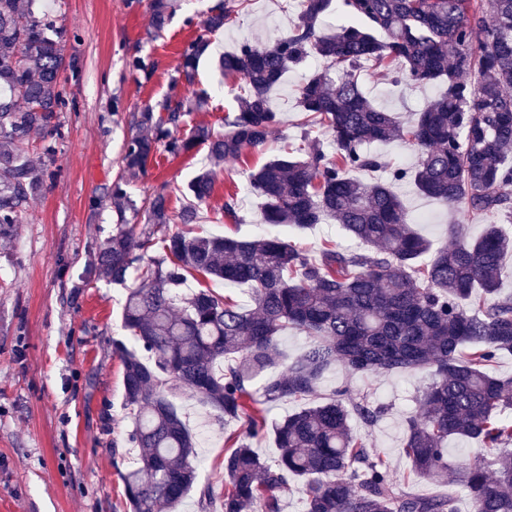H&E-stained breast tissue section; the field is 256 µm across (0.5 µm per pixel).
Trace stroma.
Wrapping results in <instances>:
<instances>
[{
    "label": "stroma",
    "mask_w": 512,
    "mask_h": 512,
    "mask_svg": "<svg viewBox=\"0 0 512 512\" xmlns=\"http://www.w3.org/2000/svg\"><path fill=\"white\" fill-rule=\"evenodd\" d=\"M174 2V14L158 34L151 32L145 8L129 7L127 0L52 4L70 32L64 54L76 61L78 73L65 82L70 103L55 117L60 135L54 153L45 154L41 132H31L25 143L33 166L44 175V186L31 200L23 223L15 225L10 237L0 238V512H128L119 474L133 464L127 441L131 421L123 408L122 363L112 353L113 339L124 334L126 290L107 277L87 276L86 267L116 227L110 191L134 112L192 90L173 87L171 76L184 44L202 34L212 0ZM299 12V0H250L223 31L211 34L214 52L201 60L195 86L207 91L209 101L205 110L192 113L191 122L223 132L224 115L236 107L242 82L223 76L215 65L217 53L246 40L272 43L293 27ZM136 53L155 61L151 79L130 70L127 61ZM318 66L312 59L288 72L274 93L283 125L263 148L225 163L210 198L199 208L195 232L241 238L275 233L313 257L328 241L357 248V241L331 222L303 231L264 224L262 201L250 188L251 173L286 148L314 141L328 145L324 131L303 126L296 101L298 86ZM360 80L372 105L394 112L403 122L440 91L436 85L408 90L393 75L369 69ZM208 166L206 146L177 157L160 150L128 191L140 205L160 188L170 189L176 213L185 201L183 189ZM395 189L416 219L417 231L433 242L449 240L453 224L468 237L483 229L482 222L461 220L456 210L409 183H396ZM230 193L238 196L233 219L223 211ZM429 381L425 372L366 375L339 366L325 373L309 401L319 403L343 388L348 399L366 396L386 407L375 425L354 418L351 428L385 458L401 478L402 489L450 497L458 512H470L462 484L407 477L410 464L400 452L404 420ZM177 403L191 430L209 431L208 440L197 445L200 484L222 488L229 427L198 399L181 396Z\"/></svg>",
    "instance_id": "35a3bbf8"
}]
</instances>
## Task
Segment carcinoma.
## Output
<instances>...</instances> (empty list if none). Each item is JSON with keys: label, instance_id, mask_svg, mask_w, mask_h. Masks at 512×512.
Returning <instances> with one entry per match:
<instances>
[{"label": "carcinoma", "instance_id": "obj_1", "mask_svg": "<svg viewBox=\"0 0 512 512\" xmlns=\"http://www.w3.org/2000/svg\"><path fill=\"white\" fill-rule=\"evenodd\" d=\"M333 2L300 0L287 34L271 45L244 42L218 59L224 75L244 83L223 134L187 120L207 101L204 90L133 115L122 172L112 181L118 224L89 264L116 285L138 272L123 305L127 340H112L123 366L128 442L139 449L121 475L129 512H176L195 489L203 512H281V497L298 480L305 512H457L448 498L398 490L379 453L349 425L353 413L371 425L384 409L365 399L350 406L343 389L275 424V459L253 448L268 433L258 405L305 400L338 365L375 375L427 371L430 383L406 418L411 475L447 482L448 438L473 440L482 457L456 467L471 512H512V378L489 371L512 351V297L499 289L512 238L495 223L475 239L453 226L451 241L435 248L414 231L393 190L408 181L472 219L496 214L512 223V0H342L353 23L326 32ZM147 9L154 33L162 32L172 0H148ZM231 20L226 0H216L203 27L214 33ZM69 37L22 0H0V235L23 223L43 187L24 142L35 130L58 134L52 120L67 105L61 77ZM210 45L203 34L184 45L173 85L195 84ZM310 58L322 68L307 76L297 103L307 126L329 133L333 153L315 145L302 157L272 159L251 174L250 187L263 199L264 223L305 230L333 221L364 249L327 243L312 258L277 235L170 233L164 188L146 199L140 230L127 224L128 186L149 159L160 149L177 156L206 144L212 166L192 180V200L179 214L180 223H197L220 164L264 145L283 124L272 93ZM365 68L394 71L408 89L439 84L443 92L404 125L369 102ZM396 138L417 151L413 167L389 180L349 176L381 168L365 146ZM199 276L244 288L250 304L203 286L184 291ZM290 330L305 333L308 345L288 363L279 338ZM179 394L224 424L244 421L225 438L218 496L197 487L195 441L174 402Z\"/></svg>", "mask_w": 512, "mask_h": 512}]
</instances>
